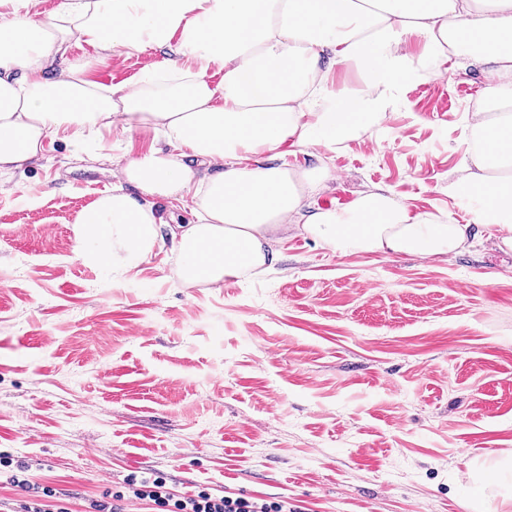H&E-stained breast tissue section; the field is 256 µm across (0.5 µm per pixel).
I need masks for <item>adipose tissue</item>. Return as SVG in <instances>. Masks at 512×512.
<instances>
[{
    "label": "adipose tissue",
    "instance_id": "adipose-tissue-1",
    "mask_svg": "<svg viewBox=\"0 0 512 512\" xmlns=\"http://www.w3.org/2000/svg\"><path fill=\"white\" fill-rule=\"evenodd\" d=\"M30 4L0 0V175L37 159L51 135H157L77 216L84 260L129 271L168 239L185 284H217L271 268L287 224L345 254L457 252L468 225L413 211L382 187L347 210L320 209L312 199L328 169L259 162L285 145L333 150L361 137L420 60L438 78L451 61L486 81L468 121L473 170L449 192L512 250V0H61L46 18ZM75 38L170 59L102 89L83 69L57 70ZM346 66L358 85L340 84ZM155 197L190 198L196 223L165 226Z\"/></svg>",
    "mask_w": 512,
    "mask_h": 512
}]
</instances>
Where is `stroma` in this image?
I'll use <instances>...</instances> for the list:
<instances>
[{
  "mask_svg": "<svg viewBox=\"0 0 512 512\" xmlns=\"http://www.w3.org/2000/svg\"><path fill=\"white\" fill-rule=\"evenodd\" d=\"M164 60L77 39L64 58L102 88ZM416 69L361 138L286 162L331 170L317 206L382 185L471 225L458 254L341 255L292 228L270 272L218 287L183 284L169 244L118 275L74 222L150 135L50 138L1 175L0 455L80 504L140 471L302 512H512V252L448 194L484 78Z\"/></svg>",
  "mask_w": 512,
  "mask_h": 512,
  "instance_id": "1",
  "label": "stroma"
}]
</instances>
